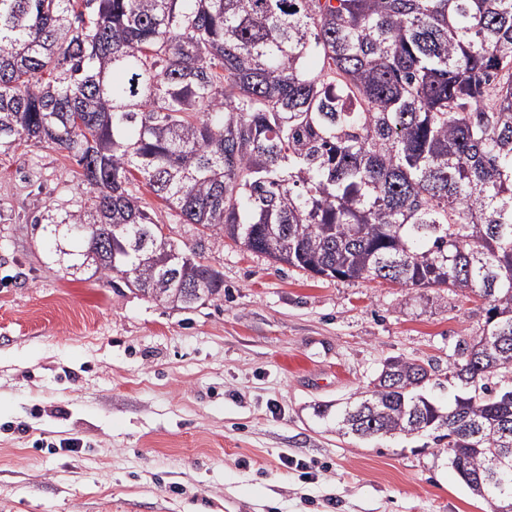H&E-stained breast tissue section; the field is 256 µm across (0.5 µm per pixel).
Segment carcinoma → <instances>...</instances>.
<instances>
[{
    "label": "carcinoma",
    "mask_w": 512,
    "mask_h": 512,
    "mask_svg": "<svg viewBox=\"0 0 512 512\" xmlns=\"http://www.w3.org/2000/svg\"><path fill=\"white\" fill-rule=\"evenodd\" d=\"M51 78H43L44 73ZM47 143L92 201L48 229L67 268L177 309L219 270L184 224L314 277L446 287L488 304L448 407L393 358L336 415L362 439L435 433L475 495L512 501V0H0V148Z\"/></svg>",
    "instance_id": "1"
}]
</instances>
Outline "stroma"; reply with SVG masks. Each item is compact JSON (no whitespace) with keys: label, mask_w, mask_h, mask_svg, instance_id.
I'll return each mask as SVG.
<instances>
[{"label":"stroma","mask_w":512,"mask_h":512,"mask_svg":"<svg viewBox=\"0 0 512 512\" xmlns=\"http://www.w3.org/2000/svg\"><path fill=\"white\" fill-rule=\"evenodd\" d=\"M79 171L45 143L0 150V512H493L432 435L335 423L393 357L431 364L447 402L485 301L215 248L144 186L224 278L220 298L173 309L71 275L32 229L89 209Z\"/></svg>","instance_id":"stroma-1"}]
</instances>
